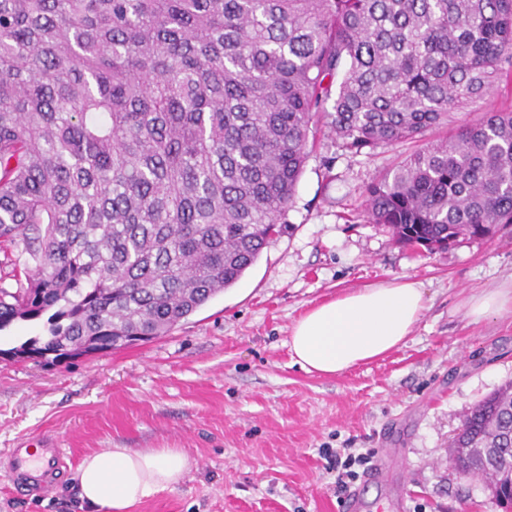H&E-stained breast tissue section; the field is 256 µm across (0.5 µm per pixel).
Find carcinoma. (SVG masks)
<instances>
[{
  "label": "carcinoma",
  "instance_id": "cac0c4a2",
  "mask_svg": "<svg viewBox=\"0 0 512 512\" xmlns=\"http://www.w3.org/2000/svg\"><path fill=\"white\" fill-rule=\"evenodd\" d=\"M512 82V0H0V349L62 363L166 335L288 224L327 126L352 154L418 148L365 218L444 250L512 224V112L446 135ZM452 458L512 508V383ZM47 316L37 321H18L8 329L1 332V349H9L19 343L20 338L43 335L45 333L44 323Z\"/></svg>",
  "mask_w": 512,
  "mask_h": 512
}]
</instances>
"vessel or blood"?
Here are the masks:
<instances>
[{"mask_svg": "<svg viewBox=\"0 0 512 512\" xmlns=\"http://www.w3.org/2000/svg\"><path fill=\"white\" fill-rule=\"evenodd\" d=\"M66 466V453L51 440L41 443L39 453L18 447L11 449L7 477L17 488L33 494L49 492Z\"/></svg>", "mask_w": 512, "mask_h": 512, "instance_id": "1", "label": "vessel or blood"}]
</instances>
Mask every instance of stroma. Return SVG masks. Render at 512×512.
<instances>
[{
    "label": "stroma",
    "instance_id": "obj_1",
    "mask_svg": "<svg viewBox=\"0 0 512 512\" xmlns=\"http://www.w3.org/2000/svg\"><path fill=\"white\" fill-rule=\"evenodd\" d=\"M413 149L354 155L321 132L285 233L167 335L54 365L0 359V467L45 435L72 457L44 497L0 477V512H89L77 466L104 448H180L195 460L134 512H341L332 455L366 450L391 464L392 481L351 482L363 512L395 492L402 512H503L482 480L455 470L449 444L465 412L512 381V312L474 324L463 306L512 284V224L431 253L365 222L366 184ZM395 278L427 300L405 345L332 377L294 364L291 327L307 310Z\"/></svg>",
    "mask_w": 512,
    "mask_h": 512
}]
</instances>
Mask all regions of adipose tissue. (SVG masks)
Wrapping results in <instances>:
<instances>
[{
    "label": "adipose tissue",
    "instance_id": "adipose-tissue-1",
    "mask_svg": "<svg viewBox=\"0 0 512 512\" xmlns=\"http://www.w3.org/2000/svg\"><path fill=\"white\" fill-rule=\"evenodd\" d=\"M426 304L422 288L397 279L341 294L293 325L291 357L306 372L342 374L402 346ZM193 464L180 448H110L82 460L79 497L90 512H133L144 500L174 490Z\"/></svg>",
    "mask_w": 512,
    "mask_h": 512
}]
</instances>
